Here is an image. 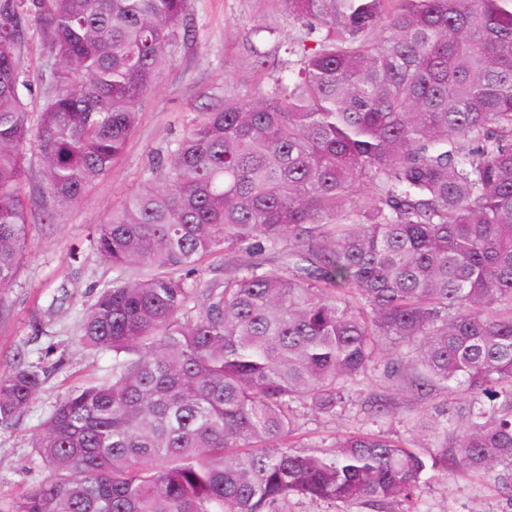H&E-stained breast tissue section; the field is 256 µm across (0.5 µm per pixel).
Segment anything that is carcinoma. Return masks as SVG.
Here are the masks:
<instances>
[{"label":"carcinoma","mask_w":512,"mask_h":512,"mask_svg":"<svg viewBox=\"0 0 512 512\" xmlns=\"http://www.w3.org/2000/svg\"><path fill=\"white\" fill-rule=\"evenodd\" d=\"M188 0H0V289L33 198L64 207L108 175L138 103L192 39ZM305 29L295 79L224 99L152 160L96 227L115 271L79 340L112 377L35 436L42 478L0 512H424L422 474L501 469L512 504V0H283ZM49 47L30 126L21 46ZM247 260L209 288L193 272ZM420 396L426 456L383 431L290 444L362 378ZM40 367L0 373V424ZM26 170H27V180H26V188L27 191H30L33 198H36L37 202L40 200L41 194L39 193L41 181H40V162L37 159L33 147L31 145L27 146L26 150Z\"/></svg>","instance_id":"obj_1"}]
</instances>
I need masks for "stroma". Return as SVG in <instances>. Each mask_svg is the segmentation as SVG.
<instances>
[{"instance_id":"stroma-1","label":"stroma","mask_w":512,"mask_h":512,"mask_svg":"<svg viewBox=\"0 0 512 512\" xmlns=\"http://www.w3.org/2000/svg\"><path fill=\"white\" fill-rule=\"evenodd\" d=\"M196 35L177 46L155 88L138 105V125L111 172L96 182L79 203L58 208L54 223L29 226V248L15 283L0 294V373L8 371L16 352L44 367L45 378L29 406L8 425H0V497L17 496L40 479L32 468V440L53 407L73 389L104 379L112 371L111 353H94L78 343L81 320L114 272L90 246L96 225L144 181L153 157L181 137L210 99L229 90L241 97L289 78L293 63L285 47L301 40L302 26L283 0H189ZM270 65L256 67L255 53ZM32 94L28 110L40 112L46 94L41 81L49 62L47 45L33 35L21 48ZM385 395L392 418L375 424L351 410L332 420L306 416L302 444L330 443L336 435L372 427L405 441L420 452L431 451L433 436L426 413L452 403V396L427 399L385 387L370 375L360 385V400ZM424 512H512L504 493L488 472L430 471L424 476Z\"/></svg>"}]
</instances>
